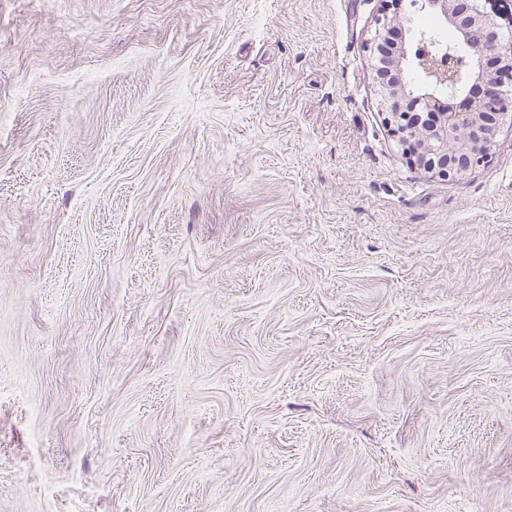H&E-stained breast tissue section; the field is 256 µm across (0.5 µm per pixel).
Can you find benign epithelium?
Listing matches in <instances>:
<instances>
[{
	"label": "benign epithelium",
	"instance_id": "obj_1",
	"mask_svg": "<svg viewBox=\"0 0 512 512\" xmlns=\"http://www.w3.org/2000/svg\"><path fill=\"white\" fill-rule=\"evenodd\" d=\"M453 34L469 55L431 41L396 16L378 20L373 55L393 79L378 77L387 124L424 173L462 177L487 163L500 134L501 117L512 112V47L483 0H419ZM422 74L415 86L405 69Z\"/></svg>",
	"mask_w": 512,
	"mask_h": 512
}]
</instances>
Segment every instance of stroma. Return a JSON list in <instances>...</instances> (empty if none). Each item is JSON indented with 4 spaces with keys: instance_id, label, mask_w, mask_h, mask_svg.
I'll return each instance as SVG.
<instances>
[{
    "instance_id": "35a3bbf8",
    "label": "stroma",
    "mask_w": 512,
    "mask_h": 512,
    "mask_svg": "<svg viewBox=\"0 0 512 512\" xmlns=\"http://www.w3.org/2000/svg\"><path fill=\"white\" fill-rule=\"evenodd\" d=\"M389 0H0V512H512V122L410 163Z\"/></svg>"
}]
</instances>
